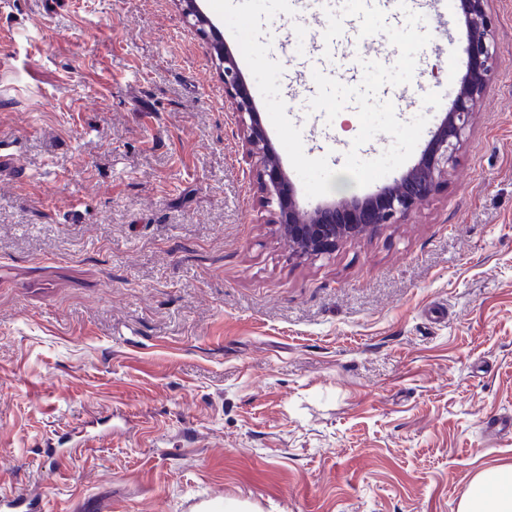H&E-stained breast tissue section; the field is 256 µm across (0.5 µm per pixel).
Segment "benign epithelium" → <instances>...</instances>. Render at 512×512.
Segmentation results:
<instances>
[{"label":"benign epithelium","instance_id":"1","mask_svg":"<svg viewBox=\"0 0 512 512\" xmlns=\"http://www.w3.org/2000/svg\"><path fill=\"white\" fill-rule=\"evenodd\" d=\"M177 2L184 18L219 62L225 98L244 132L246 153L259 162L263 202L276 210L279 231L300 258L329 254L343 242L378 226L399 224L439 189L457 161L472 122L474 102L490 81L500 52L488 0H462L468 31L467 76L421 160L371 196L305 209L294 197L233 53L215 38L211 19L200 9L198 0Z\"/></svg>","mask_w":512,"mask_h":512}]
</instances>
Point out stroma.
I'll list each match as a JSON object with an SVG mask.
<instances>
[{"instance_id":"obj_1","label":"stroma","mask_w":512,"mask_h":512,"mask_svg":"<svg viewBox=\"0 0 512 512\" xmlns=\"http://www.w3.org/2000/svg\"><path fill=\"white\" fill-rule=\"evenodd\" d=\"M447 182L296 257L175 0H0V497L42 512H456L512 464V0ZM417 55L400 121L467 71ZM308 157L351 144L285 94ZM326 199L363 198L342 174Z\"/></svg>"}]
</instances>
